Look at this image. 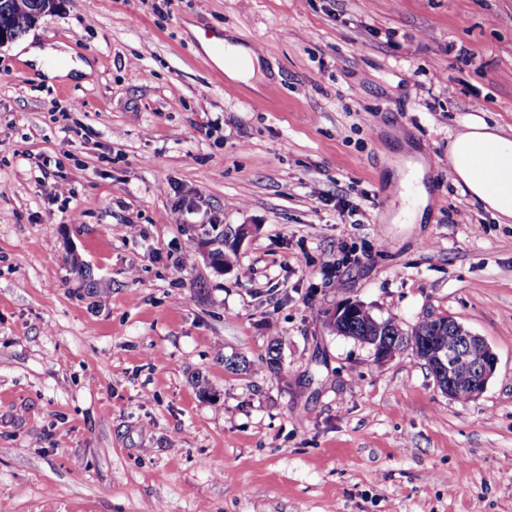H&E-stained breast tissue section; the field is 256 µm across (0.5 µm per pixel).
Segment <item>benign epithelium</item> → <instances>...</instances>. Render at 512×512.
I'll use <instances>...</instances> for the list:
<instances>
[{
  "mask_svg": "<svg viewBox=\"0 0 512 512\" xmlns=\"http://www.w3.org/2000/svg\"><path fill=\"white\" fill-rule=\"evenodd\" d=\"M364 312V306L358 302L341 301L330 313L328 326L336 333L339 328L360 318ZM420 324L436 329L443 324L448 326L446 338L411 336L408 339V348L426 363L438 389L451 400L463 388L469 392L470 399H477L496 370L497 357L491 347L482 337L449 317L428 315ZM355 340L369 346L380 362L391 359L396 353L395 348L382 339L378 325L372 328L369 335L357 336Z\"/></svg>",
  "mask_w": 512,
  "mask_h": 512,
  "instance_id": "7a95c632",
  "label": "benign epithelium"
}]
</instances>
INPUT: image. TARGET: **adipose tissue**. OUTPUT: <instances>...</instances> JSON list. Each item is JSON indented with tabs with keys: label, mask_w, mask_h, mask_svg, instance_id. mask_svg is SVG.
I'll return each instance as SVG.
<instances>
[{
	"label": "adipose tissue",
	"mask_w": 512,
	"mask_h": 512,
	"mask_svg": "<svg viewBox=\"0 0 512 512\" xmlns=\"http://www.w3.org/2000/svg\"><path fill=\"white\" fill-rule=\"evenodd\" d=\"M452 178L496 218L512 220V133L472 115L448 141Z\"/></svg>",
	"instance_id": "obj_1"
}]
</instances>
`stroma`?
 Instances as JSON below:
<instances>
[{"mask_svg":"<svg viewBox=\"0 0 512 512\" xmlns=\"http://www.w3.org/2000/svg\"><path fill=\"white\" fill-rule=\"evenodd\" d=\"M467 102L512 130V0H61L0 47V512H512V223L452 180ZM343 300L462 323L486 390L377 363ZM208 39H216L213 43L216 51L224 52L225 45L227 56L236 59V63L230 64V69L224 67V73H226L229 78L233 80L246 81L251 78L255 70L259 68V57L254 52L232 43L228 38H224V44L222 42H217L219 36L216 37L214 33L210 34ZM27 56L30 60L35 62V68L40 70L49 78L68 77L73 69L71 66L64 68L54 66L55 61H52L53 59L56 60L60 57H65V53L58 49H42L37 46H32L29 48Z\"/></svg>","mask_w":512,"mask_h":512,"instance_id":"obj_1","label":"stroma"}]
</instances>
